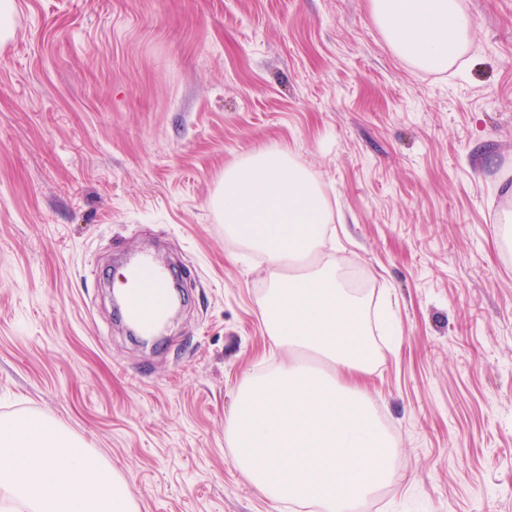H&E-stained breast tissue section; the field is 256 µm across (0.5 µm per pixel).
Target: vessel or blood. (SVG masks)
I'll return each instance as SVG.
<instances>
[{
    "instance_id": "1",
    "label": "vessel or blood",
    "mask_w": 512,
    "mask_h": 512,
    "mask_svg": "<svg viewBox=\"0 0 512 512\" xmlns=\"http://www.w3.org/2000/svg\"><path fill=\"white\" fill-rule=\"evenodd\" d=\"M169 273L148 255L138 256L124 279L127 319L143 334H151L166 314Z\"/></svg>"
}]
</instances>
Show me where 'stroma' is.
<instances>
[{
    "instance_id": "stroma-1",
    "label": "stroma",
    "mask_w": 512,
    "mask_h": 512,
    "mask_svg": "<svg viewBox=\"0 0 512 512\" xmlns=\"http://www.w3.org/2000/svg\"><path fill=\"white\" fill-rule=\"evenodd\" d=\"M0 45V420L34 412L139 512H285L235 466L241 380L279 357L268 271L209 206L269 144L320 181L340 257L401 335L364 387L398 477L358 512H512V0H463L445 73L394 56L369 0H17ZM182 282L157 347L109 283L140 251Z\"/></svg>"
}]
</instances>
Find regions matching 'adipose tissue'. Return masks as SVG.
Here are the masks:
<instances>
[{"instance_id":"1","label":"adipose tissue","mask_w":512,"mask_h":512,"mask_svg":"<svg viewBox=\"0 0 512 512\" xmlns=\"http://www.w3.org/2000/svg\"><path fill=\"white\" fill-rule=\"evenodd\" d=\"M391 51L443 73L471 42L462 0H369ZM225 235L261 254L259 305L277 366L239 386L227 436L235 466L276 503L355 512L396 477L400 451L380 424L364 375L386 355L369 302L348 288L328 252L336 229L328 198L290 152L265 146L224 170L210 200ZM316 354L311 367L303 354ZM0 512H137L103 460L40 415L0 421Z\"/></svg>"}]
</instances>
